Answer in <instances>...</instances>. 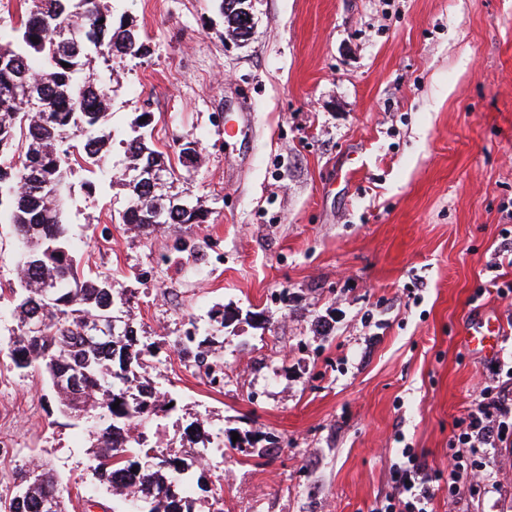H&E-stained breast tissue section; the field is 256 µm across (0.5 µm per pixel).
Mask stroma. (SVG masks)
Returning a JSON list of instances; mask_svg holds the SVG:
<instances>
[{"label":"stroma","instance_id":"obj_1","mask_svg":"<svg viewBox=\"0 0 512 512\" xmlns=\"http://www.w3.org/2000/svg\"><path fill=\"white\" fill-rule=\"evenodd\" d=\"M149 45L96 63L112 89L102 169L75 168L64 221L79 271L106 273L154 343L146 369L177 408L157 447L205 456L193 512H370L398 448L445 467L453 421L487 365L463 343L476 314L507 319L487 264L512 201V0H251L247 41L216 0H103ZM148 125H141V118ZM178 157L208 211L193 253L175 228L118 221L123 140ZM224 382L176 348L206 331ZM0 308V501L18 465L54 469L68 512L112 503L90 465L92 422L64 417L39 373L12 369ZM458 512H512V447Z\"/></svg>","mask_w":512,"mask_h":512}]
</instances>
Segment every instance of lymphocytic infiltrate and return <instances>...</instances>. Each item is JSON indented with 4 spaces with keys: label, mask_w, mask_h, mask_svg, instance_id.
<instances>
[{
    "label": "lymphocytic infiltrate",
    "mask_w": 512,
    "mask_h": 512,
    "mask_svg": "<svg viewBox=\"0 0 512 512\" xmlns=\"http://www.w3.org/2000/svg\"><path fill=\"white\" fill-rule=\"evenodd\" d=\"M512 437V357L495 362L473 403L456 418L448 441L447 471H428L413 449L391 465L394 490L371 512H430L435 493L448 489L449 505L465 492L481 491L488 476L481 458Z\"/></svg>",
    "instance_id": "lymphocytic-infiltrate-1"
}]
</instances>
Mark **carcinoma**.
<instances>
[{
    "label": "carcinoma",
    "mask_w": 512,
    "mask_h": 512,
    "mask_svg": "<svg viewBox=\"0 0 512 512\" xmlns=\"http://www.w3.org/2000/svg\"><path fill=\"white\" fill-rule=\"evenodd\" d=\"M225 34L242 40L235 0H218ZM20 26L0 30V215L21 241L20 288L0 294L17 317L8 347L14 369L46 376L60 413L94 418L90 469L118 504L138 500L139 512H192L184 503L182 476L192 449L179 456L150 454L145 432L122 433L169 412L173 402L142 371L149 346L126 316L129 298L104 275L82 279L66 224L62 191L74 166L96 165L107 142L95 131L109 114V86L85 74L93 61L148 53L138 31L114 21L101 0H24ZM38 42H33V39ZM70 67L65 68L63 64ZM127 164L117 183L128 192L121 223L148 235L170 224L204 223L205 211L190 187L172 191L179 178L163 153L138 135L122 141ZM198 142L178 144L183 163L197 161ZM205 340L187 330L179 353L224 372L220 358L202 349ZM119 406H114V403ZM65 512L57 481L34 462L20 468L17 491L6 512H43L45 498Z\"/></svg>",
    "instance_id": "1"
}]
</instances>
